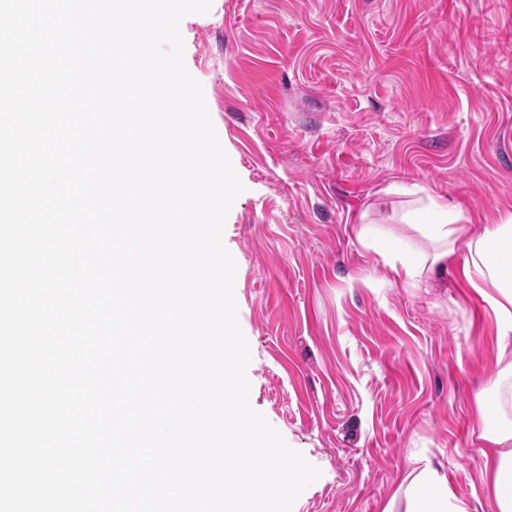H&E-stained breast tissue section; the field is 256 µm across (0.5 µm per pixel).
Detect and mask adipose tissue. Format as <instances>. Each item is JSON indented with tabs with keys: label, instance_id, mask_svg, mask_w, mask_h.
Here are the masks:
<instances>
[{
	"label": "adipose tissue",
	"instance_id": "obj_1",
	"mask_svg": "<svg viewBox=\"0 0 512 512\" xmlns=\"http://www.w3.org/2000/svg\"><path fill=\"white\" fill-rule=\"evenodd\" d=\"M428 221L417 213L406 216L405 236H386L377 225H361L360 240L399 262L410 280L442 273L458 248L467 256L463 274L486 301L497 326L498 372L475 399L480 437L490 449L483 467L489 476L498 512H512V224H494L469 232L462 211L440 199H429ZM405 512H468L432 465L407 476Z\"/></svg>",
	"mask_w": 512,
	"mask_h": 512
}]
</instances>
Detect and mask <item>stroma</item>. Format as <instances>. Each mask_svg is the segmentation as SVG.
<instances>
[{
	"instance_id": "35a3bbf8",
	"label": "stroma",
	"mask_w": 512,
	"mask_h": 512,
	"mask_svg": "<svg viewBox=\"0 0 512 512\" xmlns=\"http://www.w3.org/2000/svg\"><path fill=\"white\" fill-rule=\"evenodd\" d=\"M180 30L245 187L250 403L321 471L292 512H403L420 459L498 512L475 409L497 332L463 253L417 284L357 231L431 196L473 232L512 219V0H212Z\"/></svg>"
}]
</instances>
